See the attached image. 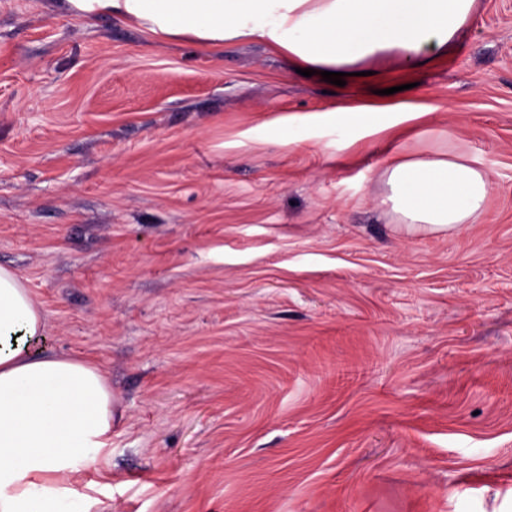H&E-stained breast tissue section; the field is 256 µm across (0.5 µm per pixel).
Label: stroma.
I'll return each instance as SVG.
<instances>
[{
  "mask_svg": "<svg viewBox=\"0 0 512 512\" xmlns=\"http://www.w3.org/2000/svg\"><path fill=\"white\" fill-rule=\"evenodd\" d=\"M364 67L0 0V265L37 352L111 381L92 512H512V0L423 68ZM396 139L483 158L481 220L399 229Z\"/></svg>",
  "mask_w": 512,
  "mask_h": 512,
  "instance_id": "35a3bbf8",
  "label": "stroma"
}]
</instances>
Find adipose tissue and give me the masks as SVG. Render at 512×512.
Returning <instances> with one entry per match:
<instances>
[{
	"instance_id": "ef3b65f1",
	"label": "adipose tissue",
	"mask_w": 512,
	"mask_h": 512,
	"mask_svg": "<svg viewBox=\"0 0 512 512\" xmlns=\"http://www.w3.org/2000/svg\"><path fill=\"white\" fill-rule=\"evenodd\" d=\"M65 14L108 17L160 41L205 49L259 43L303 69L355 72L395 59L408 68L447 51L477 0H61ZM382 204L407 231L456 232L483 215L484 161L456 145L406 153L394 144ZM45 330L42 307L0 265V512H91L75 484L109 461L118 412L105 373L81 359L27 348Z\"/></svg>"
}]
</instances>
